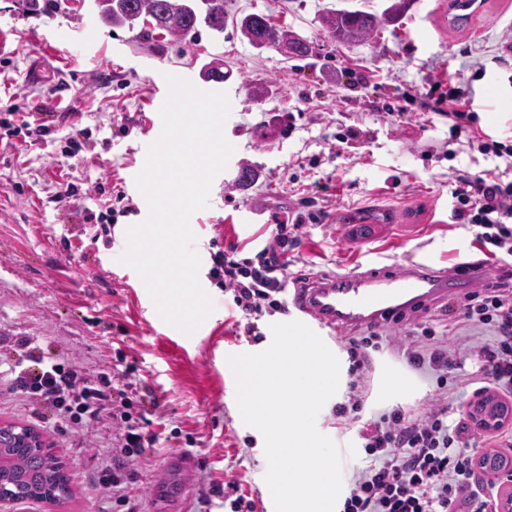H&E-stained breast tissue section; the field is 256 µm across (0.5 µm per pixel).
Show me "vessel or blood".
Returning <instances> with one entry per match:
<instances>
[{
  "label": "vessel or blood",
  "mask_w": 512,
  "mask_h": 512,
  "mask_svg": "<svg viewBox=\"0 0 512 512\" xmlns=\"http://www.w3.org/2000/svg\"><path fill=\"white\" fill-rule=\"evenodd\" d=\"M461 283L422 260L391 270L330 274L307 288L294 287L299 321L326 338L369 325L413 318L458 295Z\"/></svg>",
  "instance_id": "1"
}]
</instances>
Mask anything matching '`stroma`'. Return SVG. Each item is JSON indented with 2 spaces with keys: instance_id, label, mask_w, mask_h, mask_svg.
<instances>
[{
  "instance_id": "1",
  "label": "stroma",
  "mask_w": 512,
  "mask_h": 512,
  "mask_svg": "<svg viewBox=\"0 0 512 512\" xmlns=\"http://www.w3.org/2000/svg\"><path fill=\"white\" fill-rule=\"evenodd\" d=\"M387 0H224L229 15H269L305 37L312 51L285 57L252 47L234 24L223 33L198 26L176 40L160 31L102 24L90 0H0V111L21 113L54 105L72 112L86 128L82 159L61 149L70 124L57 126L34 145L0 130V364L11 361L16 338L37 339L45 354L76 358L87 371L111 372L123 364L144 404L141 425L157 435L139 466L131 492L142 512H230L236 495L263 507L267 497L264 438L247 426L236 404V383L227 358L269 347L271 324L293 313L263 316L260 339L238 335L231 294L211 269L229 243L255 258L268 242L267 218L309 196L315 182L329 186L326 216L306 224L290 251L295 275L318 277L389 258H426L454 264L459 248H472L475 229L451 223L455 176L491 169L494 157L452 138L446 119L421 112L414 91L441 82L471 99L483 136L512 137V0H486L484 15L462 28L448 21L445 0H414L396 25L356 44L337 43L320 25L329 9L379 12ZM217 61L224 82L205 81L204 63ZM190 80L205 91L226 93L231 104L224 126L234 146L227 168L214 180L210 205L191 218L201 257L199 281L214 311L192 335L164 322L137 273L120 263L128 225L148 213L131 179L147 147L161 133L159 110L166 75ZM265 88L253 98L252 84ZM395 106L415 122L394 125ZM294 124H287L288 114ZM359 140L344 144L348 127ZM258 175L250 188L242 168ZM79 188L99 182L101 194L57 199L61 182ZM118 211L112 224L83 223V209ZM374 226L358 242L355 227ZM426 325L468 351L491 344L485 328L464 326L442 309L425 313ZM348 342L334 353L340 383L317 416L318 430L336 444L343 475H351L364 451L358 426L337 417L345 402L351 361ZM364 415L403 406L426 408L437 392L434 377L412 368L396 348L370 350ZM31 428L63 465L70 495L52 505L27 499L6 512H113L98 482L112 446L108 422L86 435L60 428L50 410L33 405L0 372V426ZM194 456L193 472L177 475L171 454ZM235 481L239 490L228 489Z\"/></svg>"
}]
</instances>
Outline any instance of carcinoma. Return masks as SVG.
Wrapping results in <instances>:
<instances>
[{"instance_id":"1","label":"carcinoma","mask_w":512,"mask_h":512,"mask_svg":"<svg viewBox=\"0 0 512 512\" xmlns=\"http://www.w3.org/2000/svg\"><path fill=\"white\" fill-rule=\"evenodd\" d=\"M102 23L133 26L143 20L167 35L182 39L199 24L222 33L228 21L224 0H93ZM413 0H391L382 14L355 9L331 10L322 16V25L341 43H359L371 38L386 23L397 22ZM241 34L255 48L283 49L292 56H307L310 46L295 39V33L278 27L268 16L252 13L236 22ZM20 490L31 498L46 490H58L55 499L66 493L64 475L58 462L16 444L13 427H0V488Z\"/></svg>"}]
</instances>
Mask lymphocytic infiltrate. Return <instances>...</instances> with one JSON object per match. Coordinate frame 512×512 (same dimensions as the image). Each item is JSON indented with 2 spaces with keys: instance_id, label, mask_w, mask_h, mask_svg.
Masks as SVG:
<instances>
[{
  "instance_id": "lymphocytic-infiltrate-1",
  "label": "lymphocytic infiltrate",
  "mask_w": 512,
  "mask_h": 512,
  "mask_svg": "<svg viewBox=\"0 0 512 512\" xmlns=\"http://www.w3.org/2000/svg\"><path fill=\"white\" fill-rule=\"evenodd\" d=\"M420 108L448 119L452 137L464 136L478 143L483 154L512 159V144L481 141L478 130L469 125L467 102L454 92L442 91L440 84L424 93ZM450 195L451 221L476 227L478 250L498 259L499 267L484 293H467L450 302L448 310L461 321L488 327L494 340L476 352L475 369L469 373L465 359L449 350L434 328L414 323L412 340L401 348L412 367L435 376L438 393L426 412L397 408L364 420L359 437L366 464L352 474L339 512H460L468 505L475 512H489L491 498L499 493L491 479L484 492L473 488L478 464L475 449L485 437L462 423L450 385L489 384L503 393L512 392V180H503L492 169L462 174ZM312 203L306 197L300 208L273 214L270 240L256 259L240 258L234 243L215 253L213 263L223 275L224 289L245 320L243 335L260 336L258 322L263 313L287 312L283 293L290 276L288 252L301 239L304 209ZM382 339V334L373 331L352 341V381L347 401L337 407V414H361L366 349L379 347ZM15 352L18 359L8 368L11 381L34 404L74 428L109 418L112 451L100 483L111 493L118 512H140L139 500L130 494L129 486L137 474L136 462L156 438L145 434L132 414L142 398L128 371H114L109 378L92 375L79 363L44 356L27 337L17 341Z\"/></svg>"
}]
</instances>
